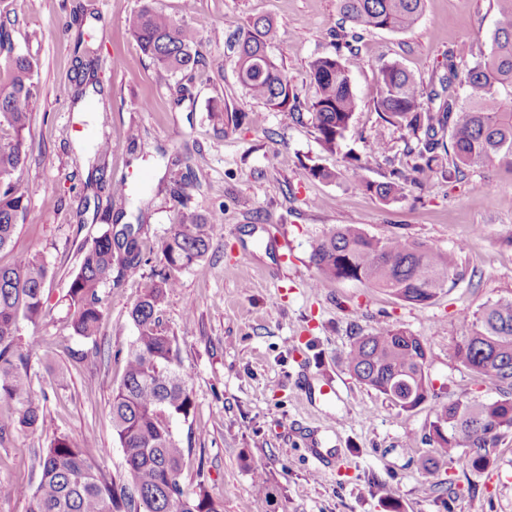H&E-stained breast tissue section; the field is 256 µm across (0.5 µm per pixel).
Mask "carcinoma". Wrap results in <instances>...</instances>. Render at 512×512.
Instances as JSON below:
<instances>
[{
  "instance_id": "obj_1",
  "label": "carcinoma",
  "mask_w": 512,
  "mask_h": 512,
  "mask_svg": "<svg viewBox=\"0 0 512 512\" xmlns=\"http://www.w3.org/2000/svg\"><path fill=\"white\" fill-rule=\"evenodd\" d=\"M498 16L490 49L468 64L450 52L444 73L428 85L402 65L379 68L371 99L381 118L407 132V153L414 164L392 169L382 182L358 180L355 188L391 204L405 197L418 175L443 165L455 178L469 168L505 163L512 166V0H496ZM424 0H338L349 29L336 32V55L315 59L310 81L315 95L308 106L322 148L335 152L345 138L359 98L353 90L342 49L354 50L370 29L405 31L419 20ZM141 51L173 73H186L199 62L197 46L205 25L178 27L166 15L145 6L129 22ZM272 22L247 21L235 39L238 78L247 93L273 112L296 117L299 92L268 53ZM7 60L8 82L0 83V124L14 139L0 143V250L9 246L26 211L30 189L21 176L23 144L33 111L32 63L13 54L10 24L0 20V56ZM84 89L96 87L95 51L84 47ZM141 224H109L82 248L78 271L68 288L70 327L91 338L102 324L101 287H119L127 274L146 264ZM219 229L207 218L188 213L162 245L164 271L152 281L130 311L137 333L125 357L121 382L112 389V425L124 454L127 483L118 486L96 466L95 438L73 442L53 438L39 455L40 479L28 512H221L205 483L184 491L180 476L186 449L171 420H188L194 400L180 372L173 337L161 326L160 310L178 287V274L198 263ZM312 260L318 282L355 281L425 306L457 276L456 253L441 252L399 237L378 238L345 224L321 239ZM49 271L37 253L14 256L0 266V401L16 405L0 415V436L44 425L43 409L32 398L28 367L34 345L16 342L19 323H37L45 313ZM461 366L496 386L499 398L452 401L435 411L427 439L437 457L462 468L484 467L491 450L512 434V296L500 297L467 317V332L451 348ZM425 341L393 325L360 336L346 354L348 371L403 411L429 400Z\"/></svg>"
}]
</instances>
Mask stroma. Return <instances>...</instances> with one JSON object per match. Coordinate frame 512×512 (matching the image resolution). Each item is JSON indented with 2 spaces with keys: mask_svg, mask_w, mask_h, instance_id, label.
Wrapping results in <instances>:
<instances>
[{
  "mask_svg": "<svg viewBox=\"0 0 512 512\" xmlns=\"http://www.w3.org/2000/svg\"><path fill=\"white\" fill-rule=\"evenodd\" d=\"M147 4L181 27L207 19L191 75L161 69L140 51L129 21ZM1 16L15 21L14 53L33 65L34 99L22 168L30 197L0 266L37 252L52 278L48 315L18 331L36 344L31 386L46 421L0 437V484L11 489L0 512H27L38 453L60 434L76 442L94 435L100 471L125 483L110 403L136 334L129 312L165 266L164 239L190 211L219 224L220 237L182 270L161 315L195 401L189 420L172 423L187 449L186 490L204 482L223 512H389V494L399 512H512V436L485 468L443 463L428 478L418 471L421 457L435 452L427 434L437 405L497 396L449 350L465 335L467 316L512 295V167L475 168L453 183L428 171L390 205L354 186L388 175L368 154L372 141L388 142L396 164L412 161L402 130L379 118L369 95L380 66L399 63L427 84L441 75L447 52L475 61L490 46L496 0H425L412 29L365 33L345 56L360 105L333 154L309 119L270 111L247 94L231 44L238 25L271 18L270 51L308 102L311 62L336 51L337 0H195L190 11L184 0H0ZM87 33L97 89L77 100V42ZM229 111L239 124L227 123ZM102 140L110 151L92 185L93 146ZM315 163L335 170L336 180L310 177ZM185 174L192 187L174 195ZM120 182L122 197L113 192ZM111 222L143 224L147 262L120 287H103L101 332L86 339L69 327L68 280L82 246ZM341 224L456 251L458 275L425 306L356 282L314 287L313 249ZM385 323L428 347L430 398L411 411L345 367L355 339ZM329 380L340 397L326 404L313 392ZM312 433L340 450V469H318Z\"/></svg>",
  "mask_w": 512,
  "mask_h": 512,
  "instance_id": "35a3bbf8",
  "label": "stroma"
}]
</instances>
